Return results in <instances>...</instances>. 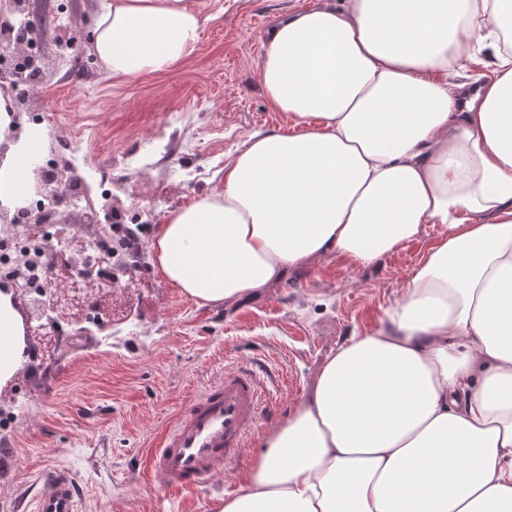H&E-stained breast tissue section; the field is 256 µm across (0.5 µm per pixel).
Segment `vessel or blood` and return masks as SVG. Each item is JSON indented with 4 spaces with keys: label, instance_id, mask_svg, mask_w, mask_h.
<instances>
[{
    "label": "vessel or blood",
    "instance_id": "vessel-or-blood-1",
    "mask_svg": "<svg viewBox=\"0 0 512 512\" xmlns=\"http://www.w3.org/2000/svg\"><path fill=\"white\" fill-rule=\"evenodd\" d=\"M265 371L242 364L191 399L146 458L152 480L168 493L204 485L237 459L260 416L269 408ZM32 512H78L76 482L53 469L41 478Z\"/></svg>",
    "mask_w": 512,
    "mask_h": 512
}]
</instances>
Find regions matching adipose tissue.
<instances>
[{"mask_svg": "<svg viewBox=\"0 0 512 512\" xmlns=\"http://www.w3.org/2000/svg\"><path fill=\"white\" fill-rule=\"evenodd\" d=\"M192 0H100L112 78L188 58ZM474 88L450 81L481 58ZM260 86L292 133L249 134L224 183L152 243L160 275L229 305L338 253L369 266L440 226L382 327L351 337L216 512H512V0H311L275 21ZM0 200L24 198L41 131L11 139ZM26 362L0 291V385Z\"/></svg>", "mask_w": 512, "mask_h": 512, "instance_id": "1", "label": "adipose tissue"}]
</instances>
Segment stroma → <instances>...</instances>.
I'll use <instances>...</instances> for the list:
<instances>
[{
  "instance_id": "1",
  "label": "stroma",
  "mask_w": 512,
  "mask_h": 512,
  "mask_svg": "<svg viewBox=\"0 0 512 512\" xmlns=\"http://www.w3.org/2000/svg\"><path fill=\"white\" fill-rule=\"evenodd\" d=\"M309 0H197L206 19L195 53L169 70L116 80L99 64L57 61L30 98L52 108L43 155L62 153L73 130L87 140L72 159L87 203L131 224L138 259L120 252L112 281L89 287L80 277L79 242L103 234L101 224L65 219L70 241L55 253L68 280L52 292L85 289L100 319L58 317L64 334L47 355L28 341L20 374L0 387V512H28L37 479L69 470L81 487L80 512H214L217 499L239 493L238 474L260 454L272 428L307 394L320 366L350 337L379 328L400 300L406 278L438 235L426 227L403 250L369 267L331 253L289 272L280 283L228 306L201 307L157 272L150 245L169 215L219 187L224 164L246 135L287 132L288 119L267 102L256 63L272 21ZM98 0H70L60 21L43 31L45 48L77 34ZM155 144L151 166L126 159ZM112 169V199L95 182ZM266 367L274 380L270 417L261 418L240 457L205 486L170 494L144 474L148 448L178 412L224 377L225 361Z\"/></svg>"
}]
</instances>
